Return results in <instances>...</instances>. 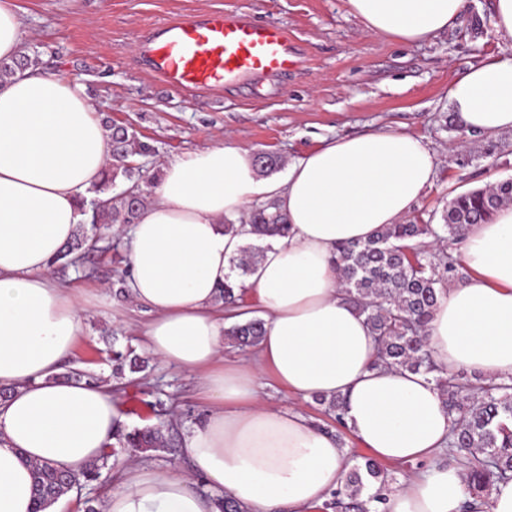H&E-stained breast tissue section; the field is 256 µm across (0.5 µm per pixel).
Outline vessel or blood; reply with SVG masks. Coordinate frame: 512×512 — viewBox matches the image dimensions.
I'll list each match as a JSON object with an SVG mask.
<instances>
[{"label": "vessel or blood", "instance_id": "vessel-or-blood-1", "mask_svg": "<svg viewBox=\"0 0 512 512\" xmlns=\"http://www.w3.org/2000/svg\"><path fill=\"white\" fill-rule=\"evenodd\" d=\"M148 71L172 88L217 90L298 68L285 27L222 10L157 25L141 42Z\"/></svg>", "mask_w": 512, "mask_h": 512}]
</instances>
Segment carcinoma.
Here are the masks:
<instances>
[{
	"label": "carcinoma",
	"mask_w": 512,
	"mask_h": 512,
	"mask_svg": "<svg viewBox=\"0 0 512 512\" xmlns=\"http://www.w3.org/2000/svg\"><path fill=\"white\" fill-rule=\"evenodd\" d=\"M37 56L24 54L11 61H0V83L16 71L34 67ZM112 164L102 179L89 190L87 208L92 228L99 221L132 224L145 204L136 168L127 159L136 153L134 139L122 127H114ZM254 165L260 174H270L282 165L281 157L257 152ZM123 177L131 186L119 197L107 196L116 179ZM512 203V180L491 188L471 190L454 197L443 211L441 224L402 222L390 224L365 242L340 243L335 247L336 268L347 299L366 316L376 339L374 366L408 370L429 376L444 398L452 429L446 448L448 460L464 466L471 494L481 499L491 485L512 478V377L498 382L481 378L469 380L446 375L434 364L425 348V331L437 306L441 286L460 275L461 264L453 246L465 239L468 228L492 218L502 205ZM224 232L245 235L247 242L239 255L230 259V277L224 284V303H234L246 293L245 278L262 256L267 237L288 235V219L274 200L251 210L248 220L224 223ZM96 235L76 234L60 258H70L82 249L92 248ZM263 336V322L254 319L234 323L224 329V337L236 346L254 349ZM146 361L130 348L112 350V373L124 375L145 368ZM336 424L346 427L345 400L341 396L317 399ZM160 422L115 434L116 445L146 451H175L178 444L166 439ZM396 478L371 458L354 465L343 488L330 494L325 508L333 512H387L386 501ZM38 508L51 505L71 488V477L50 464L33 468Z\"/></svg>",
	"instance_id": "obj_1"
}]
</instances>
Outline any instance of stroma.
I'll use <instances>...</instances> for the list:
<instances>
[{
  "mask_svg": "<svg viewBox=\"0 0 512 512\" xmlns=\"http://www.w3.org/2000/svg\"><path fill=\"white\" fill-rule=\"evenodd\" d=\"M23 48L40 71L84 84L96 117L126 128L144 152L130 156L149 188L168 161L215 145L234 144L293 162L324 143L370 129L403 131L436 154L431 185L410 219L440 223L457 194L512 178V129H466L448 98L453 77L485 56L508 52L493 26V0H468L460 26L406 45L364 32L346 0H16ZM221 9L285 26L298 44V71L237 88L185 94L151 75L140 53L160 22ZM110 251L96 252L59 280L89 291L94 311L68 363L107 377L109 346L140 347L150 315L130 303L122 283L124 243L105 225ZM121 319H114V312ZM118 407L129 427L161 418L157 403L178 412L183 427L204 414L196 375L150 362L117 381Z\"/></svg>",
  "mask_w": 512,
  "mask_h": 512,
  "instance_id": "1",
  "label": "stroma"
}]
</instances>
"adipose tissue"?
<instances>
[{"instance_id":"ef3b65f1","label":"adipose tissue","mask_w":512,"mask_h":512,"mask_svg":"<svg viewBox=\"0 0 512 512\" xmlns=\"http://www.w3.org/2000/svg\"><path fill=\"white\" fill-rule=\"evenodd\" d=\"M365 32L404 44L456 29L468 0H346ZM23 19L0 0V58L19 56ZM448 98L468 129L512 128V57L492 55L456 74ZM111 157L107 130L83 85L17 71L0 84V512H34L32 467L48 463L82 484L124 425L109 385L66 381L90 301L50 274L84 223L81 201ZM419 137L371 130L330 140L259 178L249 150L230 144L165 165L126 236L128 294L148 309L146 351L196 373L207 409L182 438L190 469L160 467L142 453L115 465L99 512H310L344 484L348 449L297 407L343 396L344 421L381 462L432 461L392 488L387 512H462L461 468L437 457L451 418L424 376L374 367L376 337L345 297L336 244L365 241L409 213L435 171ZM273 199L288 217L245 285L258 309L225 306L228 260L244 239L224 231L253 201ZM467 279L441 294L426 345L445 372L512 376V204L469 227ZM265 334L249 358L224 357V330L251 318ZM271 373L294 407L268 405L258 380ZM203 480L210 495L194 484Z\"/></svg>"}]
</instances>
